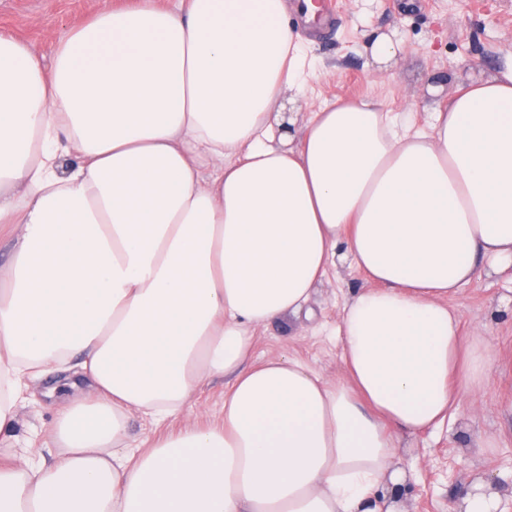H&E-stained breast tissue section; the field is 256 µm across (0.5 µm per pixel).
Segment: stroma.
<instances>
[{"label": "stroma", "instance_id": "1", "mask_svg": "<svg viewBox=\"0 0 512 512\" xmlns=\"http://www.w3.org/2000/svg\"><path fill=\"white\" fill-rule=\"evenodd\" d=\"M130 2L0 0V31L46 54L50 40L99 8ZM332 9L334 20L318 30L307 50L315 73L296 98L302 123L322 108L370 98L422 126L460 88L486 80L495 65L512 55V0H333ZM376 38L390 45L382 62L373 54ZM361 283L348 260L337 261L328 281L312 291L313 319H296L288 327L278 322L257 327L250 362L281 355L296 358L324 380L336 381L341 374L337 327L342 307ZM456 303L464 339L481 336L488 352L512 361V267H484L460 290ZM49 385L45 379L22 391L7 440L13 451L35 460L48 458L43 440L68 397L62 386L45 396ZM224 389V380L204 381L181 415L160 423L141 413L131 415L130 445L150 447L188 423L205 428L221 422ZM511 400L512 377L498 375L483 396L482 410L473 411L465 395L442 430L396 431L391 468L403 476L400 512H448L450 502L491 481L512 512V416L501 411Z\"/></svg>", "mask_w": 512, "mask_h": 512}]
</instances>
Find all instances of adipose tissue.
Here are the masks:
<instances>
[{
	"instance_id": "1",
	"label": "adipose tissue",
	"mask_w": 512,
	"mask_h": 512,
	"mask_svg": "<svg viewBox=\"0 0 512 512\" xmlns=\"http://www.w3.org/2000/svg\"><path fill=\"white\" fill-rule=\"evenodd\" d=\"M50 50L47 70L0 34V436L24 379L81 397L44 442L55 463L0 464V512H380L393 428L441 429L492 380L453 300L512 262V56L426 126L363 100L286 149L272 111L308 63L283 0H137ZM340 245L365 281L342 377L249 363ZM215 376L220 426L128 446L132 413L182 414Z\"/></svg>"
}]
</instances>
